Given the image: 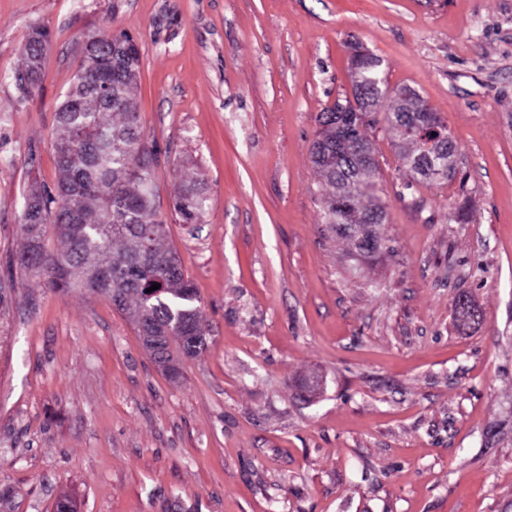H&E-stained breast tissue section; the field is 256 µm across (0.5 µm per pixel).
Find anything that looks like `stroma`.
<instances>
[{
  "label": "stroma",
  "instance_id": "35a3bbf8",
  "mask_svg": "<svg viewBox=\"0 0 512 512\" xmlns=\"http://www.w3.org/2000/svg\"><path fill=\"white\" fill-rule=\"evenodd\" d=\"M35 25L51 43L24 98ZM99 32L138 45L160 210L210 327L175 377L108 299L15 263ZM357 47L459 149L451 177L413 183L369 129L387 216L368 262L329 232L311 161ZM194 174L209 206L186 224L172 200ZM461 295L479 324L456 325ZM64 495L75 512H512V0H0V512ZM49 42V32L43 27H35L28 38L22 51V66L15 73L16 86L23 96L31 94L40 87L43 81L42 57L38 54L41 46H46Z\"/></svg>",
  "mask_w": 512,
  "mask_h": 512
}]
</instances>
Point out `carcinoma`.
<instances>
[{"label":"carcinoma","instance_id":"cac0c4a2","mask_svg":"<svg viewBox=\"0 0 512 512\" xmlns=\"http://www.w3.org/2000/svg\"><path fill=\"white\" fill-rule=\"evenodd\" d=\"M49 32L33 29L22 51L15 82L23 95L43 81L40 47ZM140 72L136 43L125 33H96L85 41L75 81L56 110L53 146L59 179L57 192L31 188L23 198L20 231L23 246L16 264L45 280L52 288L109 299L135 325L153 359L170 371L180 357L197 356L206 346L197 288L185 278L177 252L165 244L166 222L156 204L154 171L158 150L148 143L132 94ZM364 83L377 109L384 110L385 128L400 140L401 159L409 175L429 183L445 179L410 166L420 149L409 125L410 113L421 98H394L386 86L381 60L364 67ZM319 136H336V109L317 117ZM378 166L359 169L346 187L350 208L334 209L336 176L316 167L332 188L322 199L325 221L337 237L354 241L340 228L357 224L365 212L384 208L382 188L375 180ZM208 197L199 179L183 184L174 203L182 221L197 223ZM42 215L39 223L27 219V209ZM62 243L50 250L47 225ZM160 288L151 292L153 284ZM455 320L467 326L480 319L478 308L466 296L454 306Z\"/></svg>","mask_w":512,"mask_h":512}]
</instances>
